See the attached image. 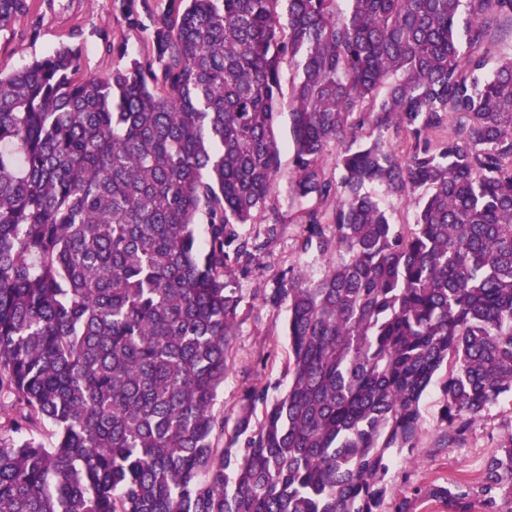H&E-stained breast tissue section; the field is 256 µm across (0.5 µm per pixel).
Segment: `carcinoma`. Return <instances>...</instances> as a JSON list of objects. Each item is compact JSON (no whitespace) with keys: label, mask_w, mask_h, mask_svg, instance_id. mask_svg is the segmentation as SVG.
<instances>
[{"label":"carcinoma","mask_w":512,"mask_h":512,"mask_svg":"<svg viewBox=\"0 0 512 512\" xmlns=\"http://www.w3.org/2000/svg\"><path fill=\"white\" fill-rule=\"evenodd\" d=\"M349 2L171 0L150 62L87 76L62 45L0 76V512H410L386 476L427 391L452 442L512 396V0ZM32 8L0 0V29ZM285 59L299 249L340 259L262 291L288 389L251 388L230 429ZM501 448L489 509L512 426ZM375 193L382 205L391 213L396 224H412L414 219V206L406 200L388 196L381 187L375 188Z\"/></svg>","instance_id":"carcinoma-1"}]
</instances>
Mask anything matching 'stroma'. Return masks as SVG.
<instances>
[{
	"label": "stroma",
	"mask_w": 512,
	"mask_h": 512,
	"mask_svg": "<svg viewBox=\"0 0 512 512\" xmlns=\"http://www.w3.org/2000/svg\"><path fill=\"white\" fill-rule=\"evenodd\" d=\"M170 6V0H35L34 9L0 29V74H8L48 51L63 45L79 50L84 74L104 77L131 60L152 56L154 24ZM293 65L283 64L282 95L276 138L284 173L277 177L273 193L279 200L281 222L268 234L264 216L244 225L243 231L263 245L248 271L237 272L242 296L240 316L228 351V370L216 407L237 413L243 390L249 385H271L277 392L288 388L286 370L288 338L286 307L264 305L257 292L272 288L278 274L301 270L320 277L337 256L312 250L301 253L296 241L301 228L298 205L288 199L287 170L293 153L288 130ZM442 396L430 389L421 408V432L413 454L396 457L388 475L390 499H408L410 512H466L461 503L432 494L435 486L459 483L468 495L470 511L483 512L476 492L488 459L499 454L503 434L512 424V399L503 398L483 411L464 439L446 441V425L440 419Z\"/></svg>",
	"instance_id": "1"
}]
</instances>
